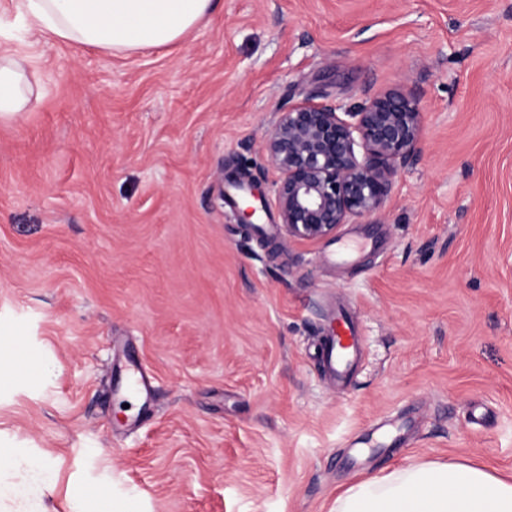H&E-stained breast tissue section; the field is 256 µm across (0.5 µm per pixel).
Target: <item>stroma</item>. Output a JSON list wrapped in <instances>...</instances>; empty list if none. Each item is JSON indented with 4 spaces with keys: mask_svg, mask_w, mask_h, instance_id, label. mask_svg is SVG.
Masks as SVG:
<instances>
[{
    "mask_svg": "<svg viewBox=\"0 0 512 512\" xmlns=\"http://www.w3.org/2000/svg\"><path fill=\"white\" fill-rule=\"evenodd\" d=\"M0 121V448L54 474L0 512H331L367 475L512 479V0H220L135 52L40 43ZM420 98L377 218L239 223L276 113ZM352 258L336 263V241ZM349 313L352 383L317 348ZM136 354L150 407L114 388Z\"/></svg>",
    "mask_w": 512,
    "mask_h": 512,
    "instance_id": "stroma-1",
    "label": "stroma"
}]
</instances>
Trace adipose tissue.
I'll return each mask as SVG.
<instances>
[{"mask_svg":"<svg viewBox=\"0 0 512 512\" xmlns=\"http://www.w3.org/2000/svg\"><path fill=\"white\" fill-rule=\"evenodd\" d=\"M215 7L216 0H15L14 18L0 17V36L20 39L0 51V121L40 97L30 72L40 41L109 52L161 47ZM332 512H512V481L465 463L420 462L351 485Z\"/></svg>","mask_w":512,"mask_h":512,"instance_id":"adipose-tissue-1","label":"adipose tissue"}]
</instances>
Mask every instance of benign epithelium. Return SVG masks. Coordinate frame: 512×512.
I'll list each match as a JSON object with an SVG mask.
<instances>
[{
  "instance_id": "obj_1",
  "label": "benign epithelium",
  "mask_w": 512,
  "mask_h": 512,
  "mask_svg": "<svg viewBox=\"0 0 512 512\" xmlns=\"http://www.w3.org/2000/svg\"><path fill=\"white\" fill-rule=\"evenodd\" d=\"M420 137L412 93L387 92L343 116L320 102L277 113L262 150L281 173L273 203L285 235L320 241L351 218L380 212L398 171L416 159Z\"/></svg>"
}]
</instances>
